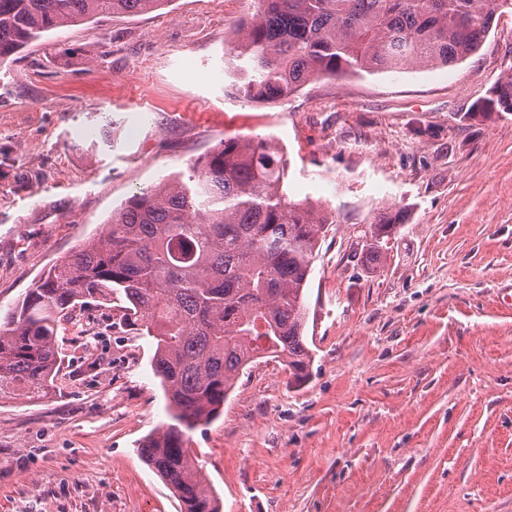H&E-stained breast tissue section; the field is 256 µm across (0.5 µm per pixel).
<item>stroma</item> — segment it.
I'll return each mask as SVG.
<instances>
[{
    "instance_id": "obj_1",
    "label": "stroma",
    "mask_w": 512,
    "mask_h": 512,
    "mask_svg": "<svg viewBox=\"0 0 512 512\" xmlns=\"http://www.w3.org/2000/svg\"><path fill=\"white\" fill-rule=\"evenodd\" d=\"M256 8L167 0L0 63V309L141 189L224 137L262 138L289 198L332 222L305 290L307 378L259 359L190 435L222 512H512V114L466 116L512 66V8L454 66L270 104L222 74ZM115 314L87 306L82 332L59 331L49 396L0 400V512H181L138 453L166 419L155 344ZM401 218L399 214H391L386 213L380 216V219L377 224H373V229L371 231V237L373 239V243L370 245V250L368 252L369 259L375 261L380 258L382 240L386 237L389 238L393 233H395L399 224H401Z\"/></svg>"
}]
</instances>
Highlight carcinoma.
I'll return each mask as SVG.
<instances>
[{
	"instance_id": "obj_1",
	"label": "carcinoma",
	"mask_w": 512,
	"mask_h": 512,
	"mask_svg": "<svg viewBox=\"0 0 512 512\" xmlns=\"http://www.w3.org/2000/svg\"><path fill=\"white\" fill-rule=\"evenodd\" d=\"M163 0H0V62L53 30L105 15L150 12ZM507 0H258L224 66L249 102L288 99L318 79L405 65L450 66L481 46ZM512 112V66L469 118ZM286 160L262 139L229 136L189 175L163 179L112 213L107 231L56 260L0 314V399H39L62 359L60 327L89 300L125 299L119 322L156 341L153 371L168 421L140 445L182 512H221L190 455L189 434L215 419L247 365L269 354L298 380L311 349L304 289L329 215L283 189ZM400 215L373 225L380 258Z\"/></svg>"
}]
</instances>
